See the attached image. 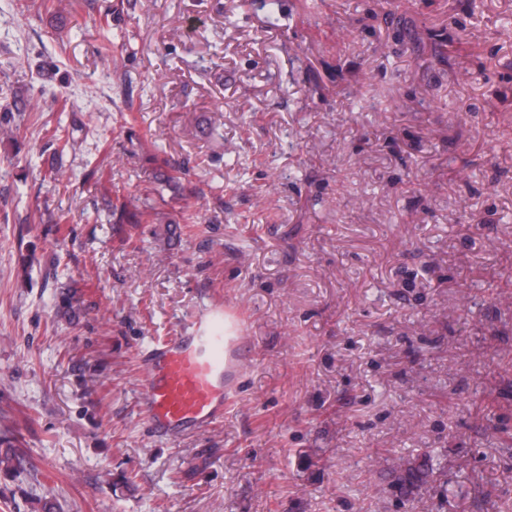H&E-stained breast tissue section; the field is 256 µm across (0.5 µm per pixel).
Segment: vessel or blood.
<instances>
[{
	"instance_id": "1",
	"label": "vessel or blood",
	"mask_w": 512,
	"mask_h": 512,
	"mask_svg": "<svg viewBox=\"0 0 512 512\" xmlns=\"http://www.w3.org/2000/svg\"><path fill=\"white\" fill-rule=\"evenodd\" d=\"M240 356V339L225 335L220 308L190 335L150 348L142 406L153 430L205 428L222 418L225 379Z\"/></svg>"
}]
</instances>
